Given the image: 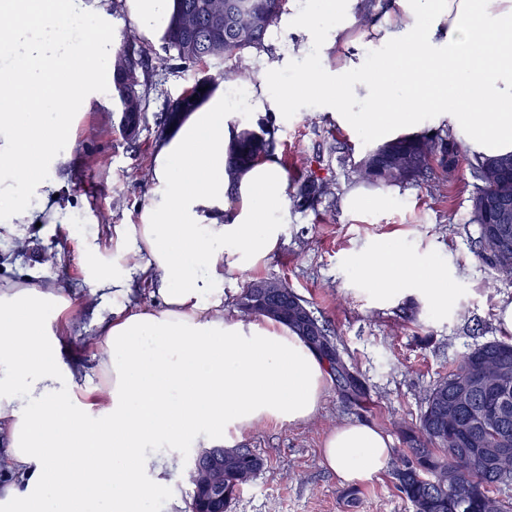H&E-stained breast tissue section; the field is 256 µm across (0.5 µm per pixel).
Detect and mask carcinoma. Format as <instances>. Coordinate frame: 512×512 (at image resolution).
I'll return each mask as SVG.
<instances>
[{"label":"carcinoma","instance_id":"carcinoma-1","mask_svg":"<svg viewBox=\"0 0 512 512\" xmlns=\"http://www.w3.org/2000/svg\"><path fill=\"white\" fill-rule=\"evenodd\" d=\"M207 0H178L176 14L192 11L197 14L199 24L190 33L176 28V18H171L165 48L168 52L167 68L172 72H183L190 66L214 58V25L206 11ZM283 0H224L223 41L220 51L224 60L222 79L235 83L245 76L240 59L245 51L260 49L273 27L278 23ZM115 56L138 72L139 81L130 86V93L140 101V110L126 111L124 95H116L118 110L123 112L122 125L127 134L146 120L145 93L152 82L154 67L146 49L131 35H126L115 45ZM213 78L203 76L191 86L196 96L193 106H198L211 92ZM206 88L201 93L199 89ZM188 111L182 99L174 100L165 110L163 127L168 128ZM276 143L272 132L264 123L244 126L233 133L229 153L228 170L236 172L250 167L256 158L265 159L274 154ZM404 159L411 163L415 174L402 179L408 183L429 176L433 170L448 172L454 163L453 146L448 137L422 135L398 136L369 150L359 161L354 172L357 178L372 185H396L398 181L386 174L390 163ZM497 158L476 156L471 162L474 191L471 197L470 223L477 225L479 236L475 241L477 256L489 262V252L501 242H506L512 252V231L504 240L495 235L497 225L484 223L481 200L489 194L512 193V184L505 186L493 172ZM330 193L329 183L314 174L297 181L294 202L299 207L313 208ZM282 290L294 298L288 315L279 320L301 330L300 323L307 319L316 324L322 338L330 347L327 358L336 383L348 396L359 397L366 392V384L357 373H349L338 358V348L328 326L312 316L306 300L296 294L288 284L280 282ZM490 347L504 361L512 364V342L494 339L475 346L464 353L460 365L474 359L484 347ZM448 402V379L439 380L429 391L425 409L418 425L402 430L405 447L399 449L400 464L396 470L397 487L413 504L415 512H507L501 500L491 497V489L503 484L497 474L485 465H478L474 449L467 444L463 431L448 428V423L439 418L441 404ZM263 460L249 448L224 449V497L209 500L213 512H227L231 502L239 493L236 474L241 469L259 470Z\"/></svg>","mask_w":512,"mask_h":512}]
</instances>
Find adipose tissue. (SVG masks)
Segmentation results:
<instances>
[{
	"label": "adipose tissue",
	"instance_id": "adipose-tissue-1",
	"mask_svg": "<svg viewBox=\"0 0 512 512\" xmlns=\"http://www.w3.org/2000/svg\"><path fill=\"white\" fill-rule=\"evenodd\" d=\"M332 23L300 18V54L318 40L335 69H306L279 94L283 104L317 93L339 122L380 141L414 135L420 113L448 123L468 156L512 154V0H390L372 30L396 54L374 75L361 69L349 32L361 0H321ZM177 0H123L137 33L162 39ZM112 0H0V226L57 220L55 201L72 160L69 141L91 89L115 52ZM94 20L92 45L66 43L58 20ZM370 104L357 112L353 102ZM232 141L223 88L169 129L154 157L156 188L140 221L117 229L129 269L100 275L94 243L82 253L92 290L132 294L148 276L156 305L117 308L103 324L95 405L77 403L74 373H61L64 342L52 323L78 300L57 282L0 287V461L19 482L0 492L8 512H82L105 497L108 512H137L172 468L153 448H218L269 423L301 424L318 411L325 363L286 323L224 313V276L248 271L278 246L276 215L286 173L273 159L229 175ZM382 298L417 283L439 306L452 293L390 246L379 251ZM322 457L343 482L381 473L391 439L365 422L326 436Z\"/></svg>",
	"mask_w": 512,
	"mask_h": 512
}]
</instances>
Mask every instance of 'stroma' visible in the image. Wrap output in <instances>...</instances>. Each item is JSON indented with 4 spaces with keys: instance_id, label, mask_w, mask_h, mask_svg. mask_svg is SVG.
I'll list each match as a JSON object with an SVG mask.
<instances>
[{
    "instance_id": "stroma-1",
    "label": "stroma",
    "mask_w": 512,
    "mask_h": 512,
    "mask_svg": "<svg viewBox=\"0 0 512 512\" xmlns=\"http://www.w3.org/2000/svg\"><path fill=\"white\" fill-rule=\"evenodd\" d=\"M269 38V61L288 62L274 86L295 83L302 68L336 65L322 45L292 57L278 29ZM148 49L152 65L160 69L162 43L149 44ZM223 69V63L214 60L174 75L160 69L147 94V121L132 140L124 134L115 108L92 106L75 141L64 145L72 161L60 189L62 221L25 227L28 245L20 251L9 244V230L0 228V284L54 280L80 300L64 319L68 336L60 362L64 368H83L85 377L73 390L80 402L93 400L94 340L99 321L112 316L111 289L94 293L87 285L83 240L95 237L109 255L117 248L113 226L139 223L162 140L158 117L195 78H215ZM231 117L251 125L267 123L280 144L288 183L312 173L330 183L335 198L314 209L286 207L281 244L267 263L226 275L224 311L238 315L236 299L255 279L285 281L317 317L329 322L342 358L366 382L368 396L357 404L328 383L309 421L259 425L238 440V447L252 449L264 466L243 486L229 512H414L397 488L396 459H389L378 476L350 487L324 464L320 448L329 431L356 420L374 424L391 437L393 448H401L399 426L418 420L427 393L459 357L474 345L504 338L496 308L502 299L512 300V280L499 276L474 251L477 227L469 222L472 187L467 160L459 158L454 171L435 173L431 180L385 188V204L350 207L345 203L350 192L369 191L357 182L352 168L375 142L324 111L317 95L303 98L288 111L264 113L256 112L247 98L233 107ZM384 243L427 272L446 275L453 290L448 307H437L419 294L378 303L377 287L364 275L363 266ZM156 454L177 458L179 465L172 480L143 501L140 512H189L190 449L160 448Z\"/></svg>"
}]
</instances>
